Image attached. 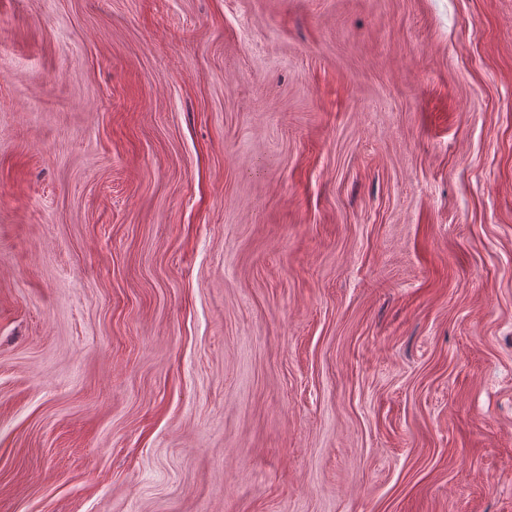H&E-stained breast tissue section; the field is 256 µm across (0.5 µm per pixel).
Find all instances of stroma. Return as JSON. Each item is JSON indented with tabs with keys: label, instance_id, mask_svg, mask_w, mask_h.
Instances as JSON below:
<instances>
[{
	"label": "stroma",
	"instance_id": "1",
	"mask_svg": "<svg viewBox=\"0 0 512 512\" xmlns=\"http://www.w3.org/2000/svg\"><path fill=\"white\" fill-rule=\"evenodd\" d=\"M0 512H512V0H0Z\"/></svg>",
	"mask_w": 512,
	"mask_h": 512
}]
</instances>
